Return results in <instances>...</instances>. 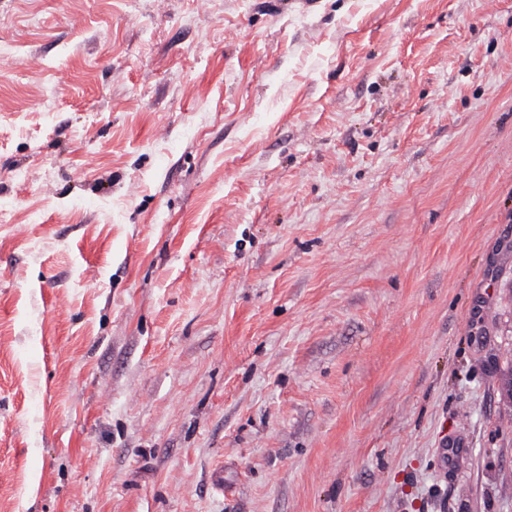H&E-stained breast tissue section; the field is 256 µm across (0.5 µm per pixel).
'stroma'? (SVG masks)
I'll return each mask as SVG.
<instances>
[{
  "mask_svg": "<svg viewBox=\"0 0 512 512\" xmlns=\"http://www.w3.org/2000/svg\"><path fill=\"white\" fill-rule=\"evenodd\" d=\"M1 48L0 512H512V0H0Z\"/></svg>",
  "mask_w": 512,
  "mask_h": 512,
  "instance_id": "obj_1",
  "label": "stroma"
}]
</instances>
